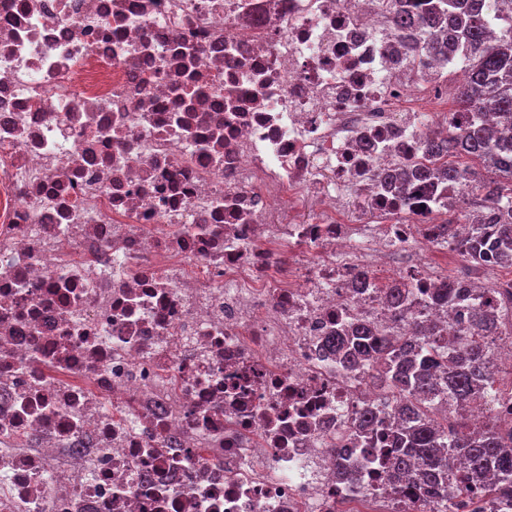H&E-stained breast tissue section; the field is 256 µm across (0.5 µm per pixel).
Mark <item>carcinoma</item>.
<instances>
[{
	"label": "carcinoma",
	"instance_id": "cac0c4a2",
	"mask_svg": "<svg viewBox=\"0 0 512 512\" xmlns=\"http://www.w3.org/2000/svg\"><path fill=\"white\" fill-rule=\"evenodd\" d=\"M502 0H425L391 13V22L399 30L418 29L423 40L408 48L412 56L448 58L460 47L471 48L470 71L465 83L456 89L454 106L471 112L489 108L505 121L512 120V21L495 36L488 34V17L501 12ZM451 17L459 40L443 43L432 30L440 20ZM433 150L448 157L437 173L440 177L468 182L471 190L486 199L512 209V138L498 135L495 126L475 124L448 140L432 144ZM496 175L487 180L473 167ZM448 244L466 259L482 262L492 255V265L512 267V221L494 216L488 224H477L471 234L457 238L448 235ZM498 328L495 316L475 308L469 327L455 337L457 354L446 372L449 396L464 404L478 397L495 399L501 389L495 387L496 373L490 368L485 347L472 341L470 333L491 332ZM438 336L424 329L416 347L403 348L388 336H378L366 327H356L349 336L336 337V352L349 363L373 361L372 378L391 394L402 420L395 435L396 455L393 468L408 474L421 487L436 493L451 492L455 497L471 493V485L482 486L493 502L506 504L512 493V428L486 425L471 429L457 423L453 429L441 424L433 413H424L417 405L434 404L440 387L433 373ZM460 472L465 481L448 485L450 474Z\"/></svg>",
	"mask_w": 512,
	"mask_h": 512
}]
</instances>
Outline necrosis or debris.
Returning a JSON list of instances; mask_svg holds the SVG:
<instances>
[{
    "label": "necrosis or debris",
    "instance_id": "obj_1",
    "mask_svg": "<svg viewBox=\"0 0 512 512\" xmlns=\"http://www.w3.org/2000/svg\"><path fill=\"white\" fill-rule=\"evenodd\" d=\"M408 5L0 0V512H430L325 345L501 298L434 269L476 219L429 144L484 115L426 109L467 72Z\"/></svg>",
    "mask_w": 512,
    "mask_h": 512
}]
</instances>
